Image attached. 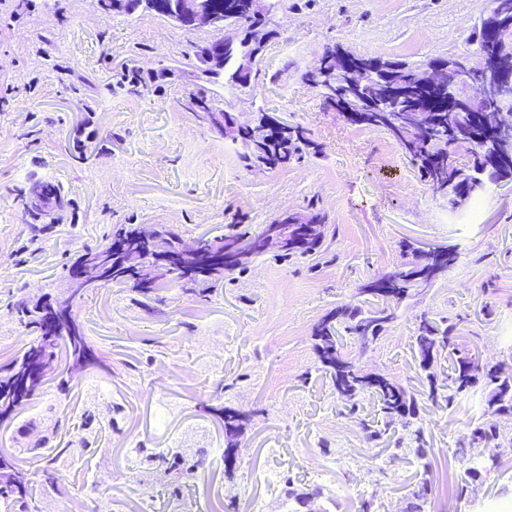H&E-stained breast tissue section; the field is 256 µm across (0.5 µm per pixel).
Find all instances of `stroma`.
<instances>
[{
    "mask_svg": "<svg viewBox=\"0 0 512 512\" xmlns=\"http://www.w3.org/2000/svg\"><path fill=\"white\" fill-rule=\"evenodd\" d=\"M490 0H279L278 34L239 91L195 76L187 32L147 11L105 14L99 0H0V363L31 341L11 308L17 294L62 296L74 251L102 242L116 224L166 225L185 237L258 234L279 214L316 208L329 224L304 259L265 253L201 297L163 288L145 297L101 288L74 306L98 365L66 389L50 387L9 424L0 444L36 481L31 512H140L146 492L183 512H297L288 486L317 492L322 512H404L419 482L410 441L368 443L318 368L312 331L330 311L361 303L358 287L405 262L402 243L456 252L455 265L403 302L367 350L341 348L356 367L421 389L415 353L420 315L457 325L459 349L488 363L512 361V181L450 212L385 132L347 122L302 79L317 52L341 44L409 64L454 58ZM206 91L213 111L239 120L265 111L308 128L323 148L281 168H244L241 142L212 132L186 107ZM39 182L60 186L63 210L44 211V231L24 202ZM112 405L95 450L76 441L82 415ZM418 426L432 465L429 512H512V445L484 464L466 495L462 444L486 420L476 386L452 409L419 398ZM244 426L233 466L224 463L221 408ZM74 442L60 458L58 490L39 483L46 461L28 449L50 432ZM192 454L197 477L181 490L150 475L135 447Z\"/></svg>",
    "mask_w": 512,
    "mask_h": 512,
    "instance_id": "obj_1",
    "label": "stroma"
}]
</instances>
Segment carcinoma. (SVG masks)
Listing matches in <instances>:
<instances>
[{"label":"carcinoma","instance_id":"cac0c4a2","mask_svg":"<svg viewBox=\"0 0 512 512\" xmlns=\"http://www.w3.org/2000/svg\"><path fill=\"white\" fill-rule=\"evenodd\" d=\"M216 2L224 7L225 23L238 26L244 33L239 45L224 50V73L228 75V82L232 87L242 90L250 86L253 73L242 74L239 63L242 58H255L262 51L265 19L248 10L247 0ZM469 39L477 45V51L490 57L512 55V0H491L490 9L473 27ZM339 49L341 46L338 44L325 46L318 53L313 66L304 73L303 79L343 113L361 112L371 105L378 106L383 85H396L398 93L387 97L383 111L373 113L375 120L364 124V127L391 135L413 161L420 178L437 185L442 198L452 209L463 207L479 197L474 190L477 179H512V144L495 133L485 132L480 126L481 113L496 112L502 105L498 98L490 100L480 96L479 87L484 82L483 75L475 72L470 76L469 87L478 95L476 108L471 112H450L447 95L442 93L437 97L433 90L421 83L423 67L350 52V61H359L375 71L376 80L366 85L354 98L342 103L336 99V76L329 73L336 63V52ZM416 108H426L435 113L430 129L411 127L407 113ZM189 109L211 127H216L213 119L208 117L210 106L205 92L200 91L190 98ZM241 140L246 151L240 155V159L247 169L261 166L286 167L300 159L305 152H318V145L310 137L308 129L292 126L284 130L280 128L278 118L267 112L258 113L255 129L247 125L242 127ZM459 149L468 151L471 156V166L466 171L455 165L454 155ZM310 216L314 223L322 225L321 232L304 240L299 246L278 251V256L284 259L302 257L323 244L328 216L320 211H312ZM138 233V226L122 225L112 229L98 245L87 246L78 252L66 277V291L71 299L67 306L69 318L51 322L44 314L45 307L18 296L13 308L33 339L21 354L0 365V419L12 415L19 396L24 394L33 398L44 392V385L38 383L22 394L18 392L19 378L32 373L35 361L59 352L76 363L82 361L88 364L95 360V351L74 313L77 301L109 285L129 286L144 296L156 290L154 286L145 285L137 273L126 267L119 254L122 245L137 243ZM200 244L215 256L224 252V245L218 240L206 243L198 238L187 240L174 229L161 228L160 245L163 252L181 257L182 270L174 279V284L184 290L192 292L200 285L214 288L224 278L245 268V264L239 263L195 271V252ZM421 272L422 269L414 264H403L382 277L372 279L359 287L358 294L364 295L373 283L384 281L386 285L380 287V293L375 295V298L381 300L380 304L369 310L351 304L340 306L329 312L313 330L320 369L329 377L337 398L350 405L352 412L363 394L371 395L376 403L380 419H359L366 439L378 442L392 425L398 424L406 431L409 439L416 443V454L424 460L422 479L418 489L412 491L405 512H425L430 491L431 464L426 461V440L422 428L414 427L419 412L415 396L394 379L364 375L358 370L338 365L336 358L328 355L327 350L340 346L339 337L343 331L353 338L360 350H365L396 320L397 309L412 296V291L422 283L429 284L435 280L433 276H421ZM455 332L456 325L446 320L437 322L424 315L419 317L416 352L420 367L425 372L427 398L431 402H443L450 407L459 395L480 383L489 389L490 420L477 423L468 435L471 466L464 471L459 484V489L463 491L478 476L484 456L500 447V443L505 440L512 444V438L506 437L498 422L494 421L496 417H512V374L502 371L497 364H483L461 353L456 347ZM445 352L448 353V375L445 382L440 384L435 375V367ZM344 386L353 390L349 399L342 396ZM68 450L67 444L56 445L52 449L54 455L49 465L43 469L44 482L55 490L58 489L59 476L51 464ZM137 452L144 454L147 470L168 480L176 492L180 490L181 484L194 479L195 465L187 464L182 455L177 454L170 459L164 453H148L144 448L137 449ZM29 483L28 473L19 467L16 457L0 450V505L5 512H31Z\"/></svg>","mask_w":512,"mask_h":512}]
</instances>
